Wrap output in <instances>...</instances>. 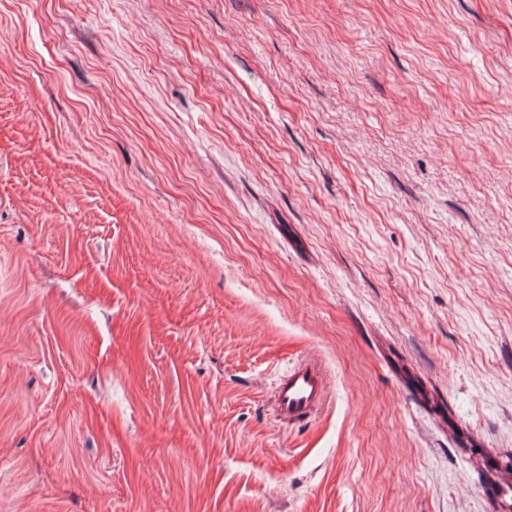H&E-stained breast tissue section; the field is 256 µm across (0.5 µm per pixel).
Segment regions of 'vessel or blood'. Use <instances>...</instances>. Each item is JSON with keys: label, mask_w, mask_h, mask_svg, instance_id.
Masks as SVG:
<instances>
[{"label": "vessel or blood", "mask_w": 512, "mask_h": 512, "mask_svg": "<svg viewBox=\"0 0 512 512\" xmlns=\"http://www.w3.org/2000/svg\"><path fill=\"white\" fill-rule=\"evenodd\" d=\"M327 395L326 375L320 364L313 360L292 364L276 379L274 418L286 427L308 423L324 408Z\"/></svg>", "instance_id": "b4317fda"}]
</instances>
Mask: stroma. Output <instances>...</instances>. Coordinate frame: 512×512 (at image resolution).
I'll use <instances>...</instances> for the list:
<instances>
[{"label":"stroma","mask_w":512,"mask_h":512,"mask_svg":"<svg viewBox=\"0 0 512 512\" xmlns=\"http://www.w3.org/2000/svg\"><path fill=\"white\" fill-rule=\"evenodd\" d=\"M0 512H512V0H0ZM327 395L326 375L320 364L313 360L294 363L276 379L274 418L286 427L308 423L324 408Z\"/></svg>","instance_id":"1"}]
</instances>
